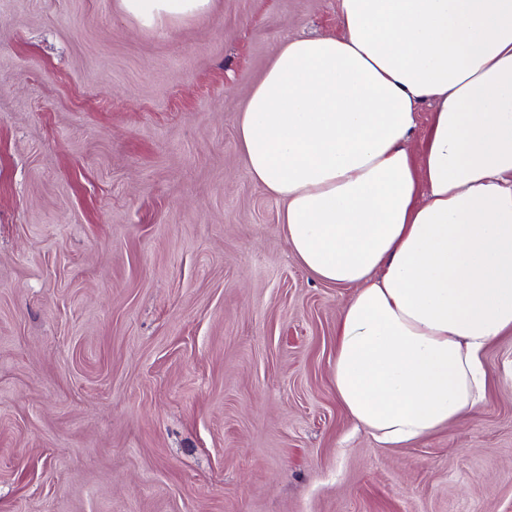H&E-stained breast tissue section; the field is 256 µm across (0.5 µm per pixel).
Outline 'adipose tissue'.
Returning a JSON list of instances; mask_svg holds the SVG:
<instances>
[{
    "instance_id": "1",
    "label": "adipose tissue",
    "mask_w": 512,
    "mask_h": 512,
    "mask_svg": "<svg viewBox=\"0 0 512 512\" xmlns=\"http://www.w3.org/2000/svg\"><path fill=\"white\" fill-rule=\"evenodd\" d=\"M211 3L116 0L147 30ZM337 19L279 44L237 133L298 262L353 291L338 400L401 448L485 400V351L512 332V0H339Z\"/></svg>"
}]
</instances>
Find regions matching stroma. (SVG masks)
<instances>
[{
  "mask_svg": "<svg viewBox=\"0 0 512 512\" xmlns=\"http://www.w3.org/2000/svg\"><path fill=\"white\" fill-rule=\"evenodd\" d=\"M338 0H0V512H512V334L469 416L404 448L331 364L347 288L294 259L237 138ZM212 0H116L119 12L142 29L176 26L210 11Z\"/></svg>",
  "mask_w": 512,
  "mask_h": 512,
  "instance_id": "obj_1",
  "label": "stroma"
}]
</instances>
